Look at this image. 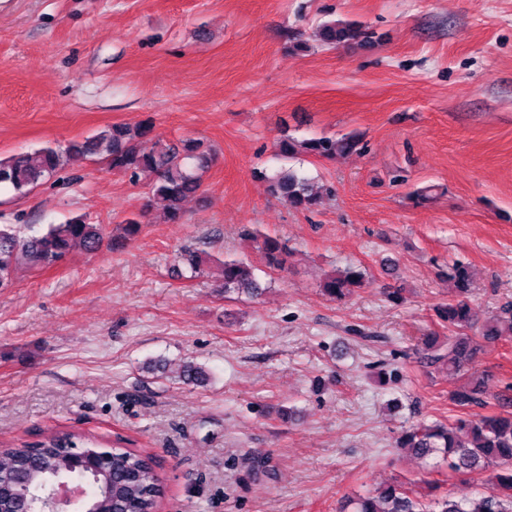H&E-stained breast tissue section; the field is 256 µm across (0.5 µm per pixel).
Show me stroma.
<instances>
[{
  "instance_id": "1",
  "label": "stroma",
  "mask_w": 512,
  "mask_h": 512,
  "mask_svg": "<svg viewBox=\"0 0 512 512\" xmlns=\"http://www.w3.org/2000/svg\"><path fill=\"white\" fill-rule=\"evenodd\" d=\"M338 20L374 43L291 51ZM144 121L217 152L180 223L158 203L124 239L147 188L101 155L27 196L0 191V224L106 227L97 252L21 266L0 290V450L57 431L129 442L155 461L158 512H338L396 480L481 489L487 473L421 467L394 440L421 419L502 412L512 385V336L480 356L492 379L467 412L455 380L418 359L428 332L448 333L434 310L452 264L469 266L480 309L512 301V0H0V158ZM285 131L362 140L292 160L331 190L313 210L268 191ZM245 226L286 239L291 270L258 265ZM189 246L209 257L197 277L179 259ZM227 257L256 263L261 296L225 299ZM349 265L369 283L330 300L320 280ZM183 358L206 386L146 370Z\"/></svg>"
}]
</instances>
